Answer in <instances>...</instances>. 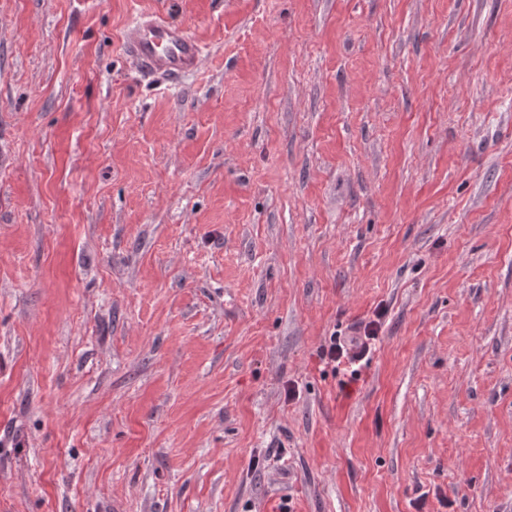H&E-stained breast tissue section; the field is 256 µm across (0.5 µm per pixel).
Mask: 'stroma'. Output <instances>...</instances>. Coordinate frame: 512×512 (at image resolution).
Wrapping results in <instances>:
<instances>
[{"label": "stroma", "mask_w": 512, "mask_h": 512, "mask_svg": "<svg viewBox=\"0 0 512 512\" xmlns=\"http://www.w3.org/2000/svg\"><path fill=\"white\" fill-rule=\"evenodd\" d=\"M284 504L512 512V0H0V512ZM127 56L143 72L183 80L199 68L202 49L183 28L154 18L140 17L124 37ZM375 316L377 320H372L365 325L363 336H352L342 340L341 336L330 337L329 344L322 349L323 359H327L328 363H334L335 369L344 364L343 370L350 372L351 379H357L359 372L354 366L359 365L370 352L369 341L376 338L383 312L378 311Z\"/></svg>", "instance_id": "stroma-1"}]
</instances>
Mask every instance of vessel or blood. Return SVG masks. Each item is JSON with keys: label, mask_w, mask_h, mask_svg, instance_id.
I'll list each match as a JSON object with an SVG mask.
<instances>
[{"label": "vessel or blood", "mask_w": 512, "mask_h": 512, "mask_svg": "<svg viewBox=\"0 0 512 512\" xmlns=\"http://www.w3.org/2000/svg\"><path fill=\"white\" fill-rule=\"evenodd\" d=\"M127 56L143 72L182 80L199 68L202 49L183 28L154 18L131 23L124 37Z\"/></svg>", "instance_id": "vessel-or-blood-1"}]
</instances>
